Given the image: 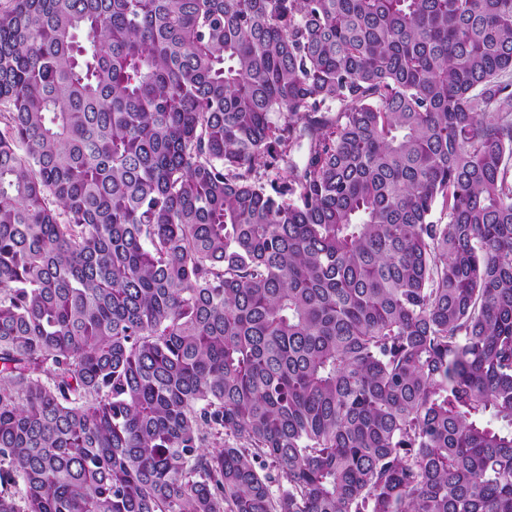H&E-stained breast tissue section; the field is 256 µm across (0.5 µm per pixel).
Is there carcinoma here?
Masks as SVG:
<instances>
[{"instance_id":"1","label":"carcinoma","mask_w":512,"mask_h":512,"mask_svg":"<svg viewBox=\"0 0 512 512\" xmlns=\"http://www.w3.org/2000/svg\"><path fill=\"white\" fill-rule=\"evenodd\" d=\"M0 105V512H512V0H14Z\"/></svg>"}]
</instances>
